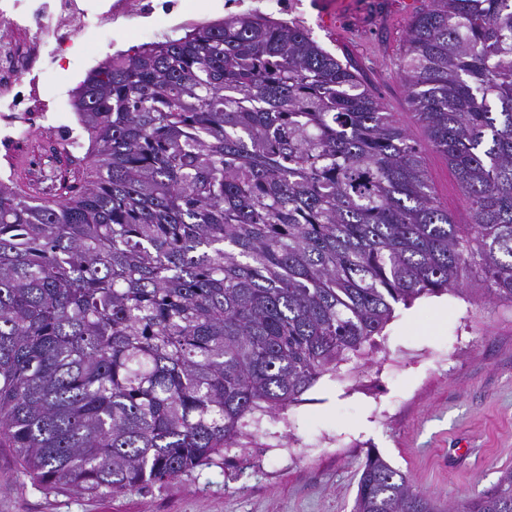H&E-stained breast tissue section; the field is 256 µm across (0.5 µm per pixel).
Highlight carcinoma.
Returning a JSON list of instances; mask_svg holds the SVG:
<instances>
[{
	"label": "carcinoma",
	"mask_w": 512,
	"mask_h": 512,
	"mask_svg": "<svg viewBox=\"0 0 512 512\" xmlns=\"http://www.w3.org/2000/svg\"><path fill=\"white\" fill-rule=\"evenodd\" d=\"M398 74L420 142L353 65L258 12L87 74L88 147L53 194L0 177V448L22 476L115 497L220 468L394 304L512 306V0H425ZM355 512H512V469L447 504L370 450ZM424 162L437 199L442 205L448 206V211L457 222L470 224L472 222L471 215L445 160L439 154L427 152L424 155Z\"/></svg>",
	"instance_id": "obj_1"
}]
</instances>
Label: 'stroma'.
<instances>
[{
    "label": "stroma",
    "mask_w": 512,
    "mask_h": 512,
    "mask_svg": "<svg viewBox=\"0 0 512 512\" xmlns=\"http://www.w3.org/2000/svg\"><path fill=\"white\" fill-rule=\"evenodd\" d=\"M285 3L283 17L353 64L412 139H423L393 67L409 21L400 0ZM163 25L156 13L108 36L85 32L47 70V93L71 100L77 78ZM424 162L437 199L457 222L471 223L445 160L429 152ZM371 449L444 503L478 496L512 468V306L468 292L395 304L381 335L290 407L287 424L231 449L223 468L147 493L41 492L18 480L13 450L0 448V512H353Z\"/></svg>",
    "instance_id": "35a3bbf8"
}]
</instances>
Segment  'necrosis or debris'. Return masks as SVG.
<instances>
[{"mask_svg":"<svg viewBox=\"0 0 512 512\" xmlns=\"http://www.w3.org/2000/svg\"><path fill=\"white\" fill-rule=\"evenodd\" d=\"M149 0H109L91 11L83 0H0V161L11 163L13 145L56 120L62 102L41 94V76L78 34L111 31L153 13Z\"/></svg>","mask_w":512,"mask_h":512,"instance_id":"necrosis-or-debris-1","label":"necrosis or debris"}]
</instances>
